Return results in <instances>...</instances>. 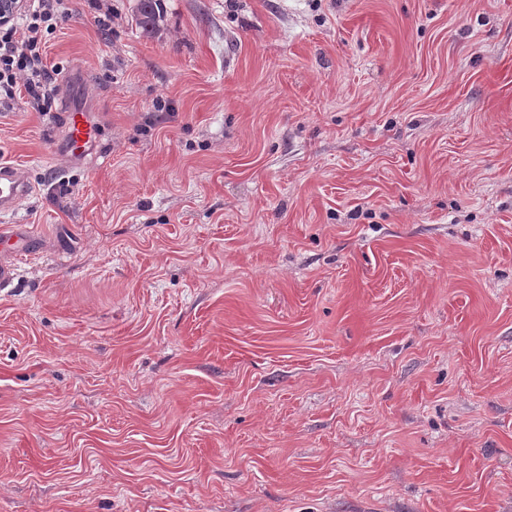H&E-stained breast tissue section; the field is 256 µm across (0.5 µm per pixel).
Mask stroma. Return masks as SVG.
I'll return each instance as SVG.
<instances>
[{"mask_svg": "<svg viewBox=\"0 0 512 512\" xmlns=\"http://www.w3.org/2000/svg\"><path fill=\"white\" fill-rule=\"evenodd\" d=\"M67 8L0 116V512H512V0ZM163 0H139L138 23L144 28L157 29L163 18ZM89 110L70 109L64 112L65 137L59 152L71 163H80L99 143V126ZM32 191L30 184L20 175L17 168L0 161V212L9 213L17 209ZM33 233L24 224H3L0 228V240L10 242L15 247L8 253L11 254L24 250L33 239Z\"/></svg>", "mask_w": 512, "mask_h": 512, "instance_id": "obj_1", "label": "stroma"}]
</instances>
